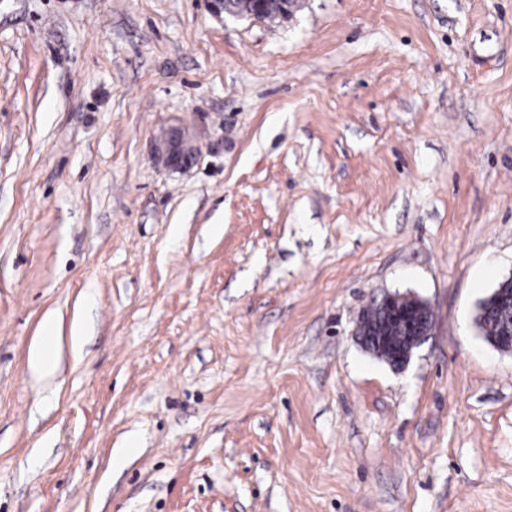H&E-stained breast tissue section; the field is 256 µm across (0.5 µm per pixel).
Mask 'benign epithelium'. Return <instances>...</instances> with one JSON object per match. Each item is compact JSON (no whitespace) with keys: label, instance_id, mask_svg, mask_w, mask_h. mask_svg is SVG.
Returning a JSON list of instances; mask_svg holds the SVG:
<instances>
[{"label":"benign epithelium","instance_id":"7a95c632","mask_svg":"<svg viewBox=\"0 0 512 512\" xmlns=\"http://www.w3.org/2000/svg\"><path fill=\"white\" fill-rule=\"evenodd\" d=\"M301 0H249V10L233 18L253 19L258 21L279 18H291L299 9ZM200 146L198 140L189 134L182 126L172 128V135H164L156 147L155 160L173 171L184 168V164L198 155ZM379 304L386 309L385 317L398 322L413 331L415 339L409 346L397 345L385 336L371 333L365 321L358 322L356 335L360 337L363 346L369 351L382 355L387 362L397 368L405 366L410 360L413 350L429 335L432 324L423 322L421 310L427 307L423 301L408 297L401 301L398 294L386 293L379 299ZM480 307L484 314L496 309L512 310V276L503 280L493 292L484 298ZM493 347L503 351H512V324L500 328L499 334L490 337Z\"/></svg>","mask_w":512,"mask_h":512}]
</instances>
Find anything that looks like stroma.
Segmentation results:
<instances>
[{"label": "stroma", "instance_id": "1", "mask_svg": "<svg viewBox=\"0 0 512 512\" xmlns=\"http://www.w3.org/2000/svg\"><path fill=\"white\" fill-rule=\"evenodd\" d=\"M510 275L512 0H0V512H512ZM224 1L225 7L229 11H236L241 9L243 0H208L210 13L218 17L224 15V19L230 17L258 21L271 20L273 18H279L280 20L289 19L296 13L301 2H303L299 0H248L249 10L243 15H236L227 13L224 10ZM170 130L173 138H169ZM199 150L198 140L184 127L176 126L170 128L160 140L156 147L155 160L168 169L178 171L184 168L190 158L197 157ZM479 307L486 315L496 309H503L504 312L512 310V276L503 280L490 295L481 301ZM402 298L398 294L386 293L377 303L386 309V319L406 325L409 330L413 331L412 336H416V338L409 346L397 345L390 342L386 336L370 333L363 316L356 329V336L360 337V341L366 349L376 355H382L390 365L397 368L404 367L408 363L413 350L426 339L432 328V322L424 323L420 318L422 309L429 310L427 304L413 297L406 298L405 303H402ZM55 334V326L52 321H48L44 326V335L40 342L35 345L31 351L30 365L36 373L50 374L54 370V361H52V344L56 336L46 335Z\"/></svg>", "mask_w": 512, "mask_h": 512}]
</instances>
